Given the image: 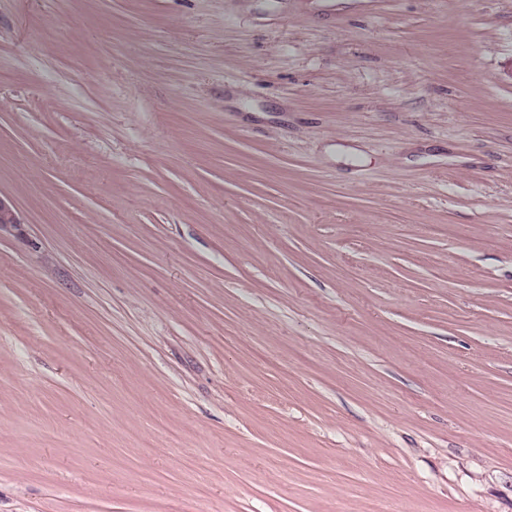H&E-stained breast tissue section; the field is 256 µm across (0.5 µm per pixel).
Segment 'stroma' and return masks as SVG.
<instances>
[{"instance_id": "35a3bbf8", "label": "stroma", "mask_w": 512, "mask_h": 512, "mask_svg": "<svg viewBox=\"0 0 512 512\" xmlns=\"http://www.w3.org/2000/svg\"><path fill=\"white\" fill-rule=\"evenodd\" d=\"M0 512H512V0H0Z\"/></svg>"}]
</instances>
